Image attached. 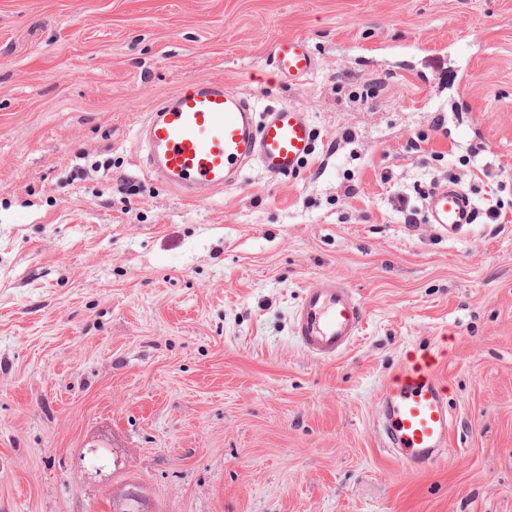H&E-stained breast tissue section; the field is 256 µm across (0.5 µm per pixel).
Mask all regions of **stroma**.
Segmentation results:
<instances>
[{
    "instance_id": "stroma-1",
    "label": "stroma",
    "mask_w": 512,
    "mask_h": 512,
    "mask_svg": "<svg viewBox=\"0 0 512 512\" xmlns=\"http://www.w3.org/2000/svg\"><path fill=\"white\" fill-rule=\"evenodd\" d=\"M317 66L288 84L275 44ZM220 79L308 113L298 175L189 202L136 129ZM429 137L411 149L410 134ZM512 182V0H0V512H512V206L408 224L449 175ZM332 277L365 319L319 361L292 317ZM429 352L448 452L382 446L383 384ZM113 512H148L147 499L137 489H121L114 494Z\"/></svg>"
}]
</instances>
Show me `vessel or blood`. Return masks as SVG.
I'll use <instances>...</instances> for the list:
<instances>
[{
  "mask_svg": "<svg viewBox=\"0 0 512 512\" xmlns=\"http://www.w3.org/2000/svg\"><path fill=\"white\" fill-rule=\"evenodd\" d=\"M273 57L280 77L291 82L317 65L299 37L278 42ZM137 136L146 175L189 201L238 185L253 163L268 175L292 176L314 153L316 141L303 109L282 105L257 111L220 79L190 83L161 100ZM424 210L427 222L452 239L467 234L477 219L469 193L450 183L427 194ZM362 322L363 308L350 288L334 278L320 279L305 287L293 333L308 354L330 361L350 349ZM377 424L384 447L407 466L426 468L442 457L452 417L434 355H421L388 380Z\"/></svg>",
  "mask_w": 512,
  "mask_h": 512,
  "instance_id": "1",
  "label": "vessel or blood"
}]
</instances>
